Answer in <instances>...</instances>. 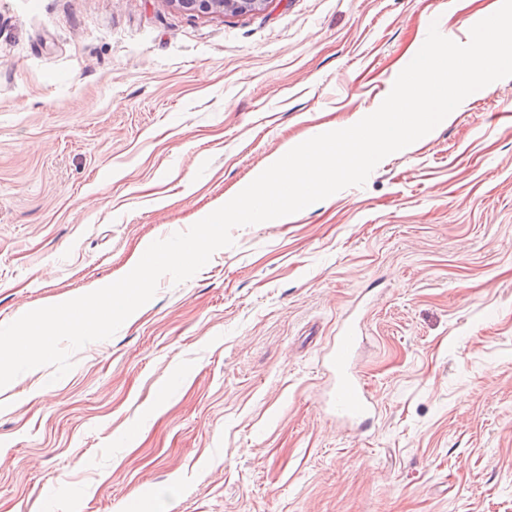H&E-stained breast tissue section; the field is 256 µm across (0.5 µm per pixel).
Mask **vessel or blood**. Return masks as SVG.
I'll return each mask as SVG.
<instances>
[{
	"instance_id": "obj_1",
	"label": "vessel or blood",
	"mask_w": 512,
	"mask_h": 512,
	"mask_svg": "<svg viewBox=\"0 0 512 512\" xmlns=\"http://www.w3.org/2000/svg\"><path fill=\"white\" fill-rule=\"evenodd\" d=\"M359 343L355 320H346L324 365L329 378L328 406L343 421L367 415L370 409L366 386L353 367Z\"/></svg>"
}]
</instances>
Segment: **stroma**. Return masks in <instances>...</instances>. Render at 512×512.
<instances>
[{
    "label": "stroma",
    "instance_id": "1",
    "mask_svg": "<svg viewBox=\"0 0 512 512\" xmlns=\"http://www.w3.org/2000/svg\"><path fill=\"white\" fill-rule=\"evenodd\" d=\"M492 0H0V326L374 112ZM0 388V512H512V77ZM361 310L363 425L321 361ZM169 4L192 15H224L260 9L266 0H167Z\"/></svg>",
    "mask_w": 512,
    "mask_h": 512
}]
</instances>
